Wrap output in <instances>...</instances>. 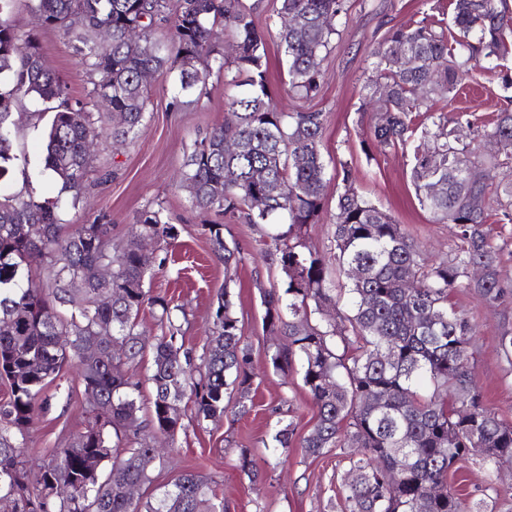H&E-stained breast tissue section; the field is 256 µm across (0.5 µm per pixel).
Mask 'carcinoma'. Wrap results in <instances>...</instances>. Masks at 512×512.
<instances>
[{
  "label": "carcinoma",
  "mask_w": 512,
  "mask_h": 512,
  "mask_svg": "<svg viewBox=\"0 0 512 512\" xmlns=\"http://www.w3.org/2000/svg\"><path fill=\"white\" fill-rule=\"evenodd\" d=\"M0 0V176L17 160L12 153L14 109L23 99L44 104L36 120L44 126L40 173L60 184L59 196L37 201L22 195L0 197V380L9 401L0 411V512H224L216 485L192 470L153 498L126 496L127 484H152L151 470L163 464L158 435L171 439L181 428V403L189 398L196 418L224 414V395L239 393L238 414L246 415L255 376L242 327L232 311L229 288L218 301L211 339L199 357L183 348L174 331L170 301L154 295L146 281L164 267L157 249L136 241L112 251V225L97 218L70 227L64 210L84 203L94 158L85 142L110 136L133 141L146 119L148 80L172 77L181 99L204 86L213 69L243 88L227 104V126L237 131L239 148L224 153V127L195 144L181 173L190 206L263 229L262 255L286 276L283 286L263 293V324L282 337L270 356L280 370L292 357L302 360L303 382L317 409L313 427L296 435L295 425L279 427L273 453L294 446L317 459L351 442L348 470L360 480L344 484V512H500L501 491L466 502L448 489V473L478 457L493 471L512 464V423L483 401L467 368L475 335L469 317L449 306L456 288L475 290L490 305L501 303L498 255L485 230L492 209L512 224V174L499 173L498 157L478 152L484 138L504 145L512 161V110L487 120L459 112L450 118L437 102L456 90L477 65L512 52V14L505 0H453L454 43L448 30L423 19L389 31L373 49L364 107L371 145L381 151H409L411 181L422 209L433 222L452 224L461 246L432 258L389 213L361 196L357 170L341 164L343 190L336 203L329 253L306 241L323 209L325 163L321 151L326 114L311 109L288 112L268 91L267 40L270 24L258 6L243 0H28L42 30L62 32L89 77L92 99H110L112 113L74 108L68 86L39 66V32L21 33ZM347 14L346 0H280L277 17L290 16L277 37L287 58L288 95L309 100L324 75L323 62L336 35V19ZM111 40H98L101 28ZM235 46L221 51L217 30ZM139 31L137 38L131 32ZM414 56L407 67L400 53ZM473 129L464 143L455 130ZM467 183V194L459 187ZM486 199L471 208L468 195ZM156 245L178 236L160 203L136 217ZM42 234L32 238L29 226ZM211 252L224 263L225 279L244 261L224 238V225L203 224ZM33 254L44 260L43 277L25 269ZM358 276L328 287V264ZM112 265L101 281L99 266ZM112 294L107 304L98 302ZM351 307L331 318L341 295ZM159 311L168 332L153 344L147 376L153 395L147 419L139 417L144 352L138 317L144 307ZM75 364L79 388L89 408L84 430L54 449L36 466L26 458L27 434L49 405L46 390ZM93 457L106 474H87ZM68 489L53 494V485Z\"/></svg>",
  "instance_id": "1"
}]
</instances>
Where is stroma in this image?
Masks as SVG:
<instances>
[{
    "mask_svg": "<svg viewBox=\"0 0 512 512\" xmlns=\"http://www.w3.org/2000/svg\"><path fill=\"white\" fill-rule=\"evenodd\" d=\"M347 6V16L337 22V33L323 63L321 91L310 102L313 109L325 112L327 122L322 141L326 163L324 211L319 224L311 228L309 240L314 248L326 250L336 199L343 187L341 164L348 161L358 172L357 188L364 198L404 224L433 257L447 256L459 244L454 226L434 223L431 215L420 208L408 155L368 148V126L360 106L371 53L386 32L448 13V0H347ZM40 43L46 66L68 84L72 99H85L88 76L68 39L47 30L41 32ZM150 88L147 119L137 138L117 150L111 139H99L95 151L99 170L89 178L87 205L66 212L65 220L89 224L97 216L106 215L112 226V243L119 247L130 240L138 211L148 203H162L178 228V236L163 249L164 269L147 281V288L185 309V318L176 326L185 349L196 354L206 347L212 334L220 294L229 292L232 311L252 349L256 372L249 414L239 416L229 410L222 417L199 421L193 411H186L169 461L152 472L153 486L173 483L189 469L218 485L224 496V512H340L345 449H331L317 459L303 458L299 449H291L281 456L276 469L267 470L258 493L239 468L240 453L245 448L256 464L271 459L272 451L264 442L277 422H294L298 433L303 434L316 420V409L303 385L300 359H293L280 372L273 369L267 357L269 346L277 338L264 328L261 296L264 289L281 285L284 273L265 262L259 232L235 221L227 224L224 237L245 262L234 281L225 282L224 266L200 232L208 217L190 208L185 191L177 185V176L196 140L224 124L225 104L239 90L225 85L223 74L216 72L203 88L199 102L176 109L170 105L169 77L153 76ZM511 101L512 88H505L500 80H488L482 70L476 69L463 80L457 96L448 100L446 111L487 117ZM38 109V103L26 100L15 111L13 149L33 161L44 144L41 131L33 127ZM449 302L475 324L469 368L485 404L512 422V362L497 347L502 334H512V295L490 307L481 304L473 291L458 288L451 292ZM77 379V370L66 373L59 383L60 396L52 398L32 426L27 454L33 463H40L53 449L62 447L69 435L83 430L87 417L81 405L66 404L63 396ZM153 486L141 487L139 497H149Z\"/></svg>",
    "mask_w": 512,
    "mask_h": 512,
    "instance_id": "obj_1",
    "label": "stroma"
}]
</instances>
